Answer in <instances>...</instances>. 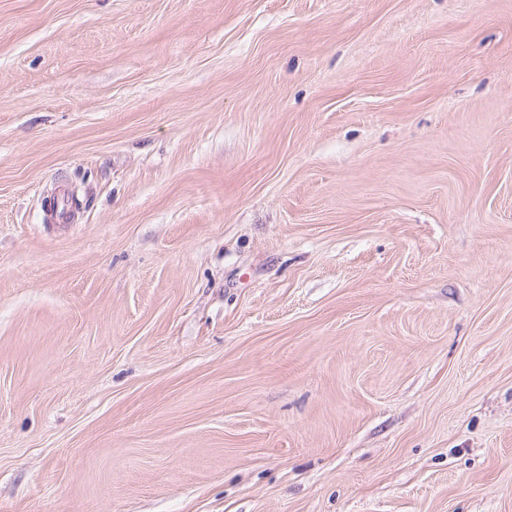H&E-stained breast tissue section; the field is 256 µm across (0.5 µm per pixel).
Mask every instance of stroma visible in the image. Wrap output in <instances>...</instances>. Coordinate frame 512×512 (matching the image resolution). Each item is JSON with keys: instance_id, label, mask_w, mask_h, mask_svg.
Segmentation results:
<instances>
[{"instance_id": "stroma-1", "label": "stroma", "mask_w": 512, "mask_h": 512, "mask_svg": "<svg viewBox=\"0 0 512 512\" xmlns=\"http://www.w3.org/2000/svg\"><path fill=\"white\" fill-rule=\"evenodd\" d=\"M0 512H512V0H0Z\"/></svg>"}]
</instances>
